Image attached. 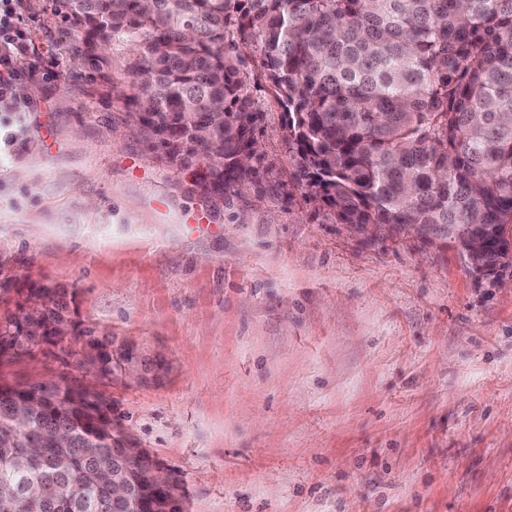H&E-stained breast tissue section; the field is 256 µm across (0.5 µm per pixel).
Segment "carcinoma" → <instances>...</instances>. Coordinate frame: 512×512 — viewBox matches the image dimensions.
Instances as JSON below:
<instances>
[{
    "label": "carcinoma",
    "mask_w": 512,
    "mask_h": 512,
    "mask_svg": "<svg viewBox=\"0 0 512 512\" xmlns=\"http://www.w3.org/2000/svg\"><path fill=\"white\" fill-rule=\"evenodd\" d=\"M70 22L67 81L89 70L92 94L124 95L113 53L138 91L131 119L172 167L206 164L204 190L259 176L260 113L238 45L260 49L285 109L295 185L361 233L416 231L432 246L486 224L512 227V0H55ZM0 326V355L68 334L105 375L129 352L77 330L66 293L29 289ZM99 396L54 382L0 383V485L13 512H128L95 481L105 462L143 508L170 496Z\"/></svg>",
    "instance_id": "cac0c4a2"
}]
</instances>
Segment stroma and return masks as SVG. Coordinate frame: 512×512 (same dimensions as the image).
<instances>
[{
	"instance_id": "obj_1",
	"label": "stroma",
	"mask_w": 512,
	"mask_h": 512,
	"mask_svg": "<svg viewBox=\"0 0 512 512\" xmlns=\"http://www.w3.org/2000/svg\"><path fill=\"white\" fill-rule=\"evenodd\" d=\"M22 12L35 60L0 72V322L16 286L75 296L98 338L133 350L102 376L83 349L0 357V381L90 386L176 481L186 512H512V264L456 245L352 233L292 183L284 112L251 48L260 177L207 194L169 167L122 99L62 83L69 23ZM36 180L30 193L20 172Z\"/></svg>"
}]
</instances>
